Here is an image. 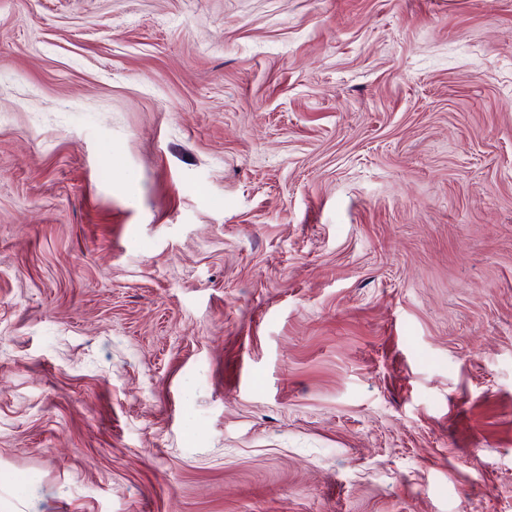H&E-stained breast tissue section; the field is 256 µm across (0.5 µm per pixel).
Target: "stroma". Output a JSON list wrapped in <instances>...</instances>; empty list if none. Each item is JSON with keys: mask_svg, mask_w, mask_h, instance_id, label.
I'll use <instances>...</instances> for the list:
<instances>
[{"mask_svg": "<svg viewBox=\"0 0 512 512\" xmlns=\"http://www.w3.org/2000/svg\"><path fill=\"white\" fill-rule=\"evenodd\" d=\"M0 512H512V0H0Z\"/></svg>", "mask_w": 512, "mask_h": 512, "instance_id": "1", "label": "stroma"}]
</instances>
